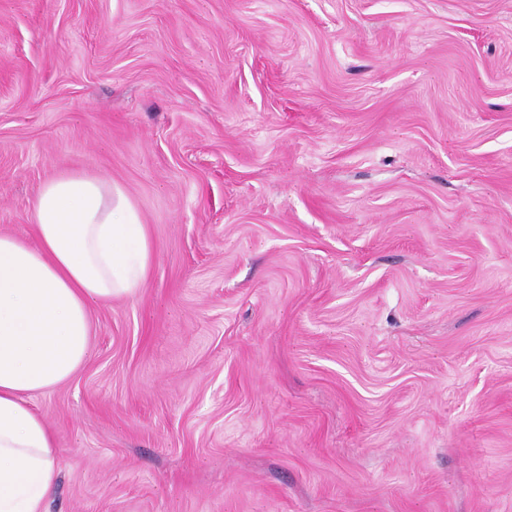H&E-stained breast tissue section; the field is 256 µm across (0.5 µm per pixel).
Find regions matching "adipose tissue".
I'll return each instance as SVG.
<instances>
[{"label": "adipose tissue", "instance_id": "ef3b65f1", "mask_svg": "<svg viewBox=\"0 0 512 512\" xmlns=\"http://www.w3.org/2000/svg\"><path fill=\"white\" fill-rule=\"evenodd\" d=\"M32 234H0V512H46L58 450L31 400L86 362L92 304L136 296L153 262L137 206L98 176L45 181Z\"/></svg>", "mask_w": 512, "mask_h": 512}]
</instances>
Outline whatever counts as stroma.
Segmentation results:
<instances>
[{"label": "stroma", "mask_w": 512, "mask_h": 512, "mask_svg": "<svg viewBox=\"0 0 512 512\" xmlns=\"http://www.w3.org/2000/svg\"><path fill=\"white\" fill-rule=\"evenodd\" d=\"M65 173L154 258L47 512H512V0H0V233Z\"/></svg>", "instance_id": "35a3bbf8"}]
</instances>
